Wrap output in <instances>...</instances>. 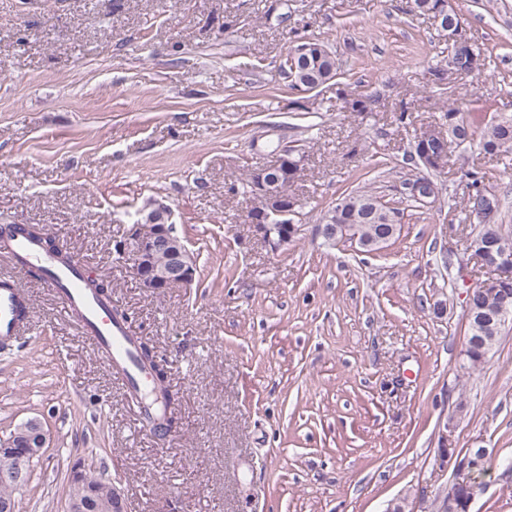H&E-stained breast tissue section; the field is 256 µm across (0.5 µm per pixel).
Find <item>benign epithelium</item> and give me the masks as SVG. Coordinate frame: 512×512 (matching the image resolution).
Listing matches in <instances>:
<instances>
[{
  "mask_svg": "<svg viewBox=\"0 0 512 512\" xmlns=\"http://www.w3.org/2000/svg\"><path fill=\"white\" fill-rule=\"evenodd\" d=\"M254 191L264 197L269 210L253 219V228L265 240L279 248L290 243L303 231L294 223L295 204L288 200V176H280L274 167L256 172ZM171 209L163 204L141 215L139 231L127 245L132 270L140 285L152 292L189 285L195 274L193 256L182 240L167 230ZM511 272L491 277L484 282L486 303L494 306L499 299L500 283L507 282ZM47 445V433L37 419L17 429L7 440H0V512H17L15 494L27 484L34 460ZM67 512H127L122 497L112 481L99 479L93 483L85 473L75 470L68 485Z\"/></svg>",
  "mask_w": 512,
  "mask_h": 512,
  "instance_id": "obj_1",
  "label": "benign epithelium"
}]
</instances>
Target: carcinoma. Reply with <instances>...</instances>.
Wrapping results in <instances>:
<instances>
[{"instance_id": "obj_1", "label": "carcinoma", "mask_w": 512, "mask_h": 512, "mask_svg": "<svg viewBox=\"0 0 512 512\" xmlns=\"http://www.w3.org/2000/svg\"><path fill=\"white\" fill-rule=\"evenodd\" d=\"M442 0H410V11L424 16H436L435 9ZM440 28L456 32L463 29V20L453 8L441 13ZM302 44L310 46L304 54L288 52L280 64L281 74L295 90L309 92L338 79L342 74V62L324 42L308 39ZM481 57L470 42L451 50L454 68L464 75L469 74L470 61ZM345 108L350 112H369L375 99L371 95H353L339 90ZM448 125L446 135L428 143L424 137L414 142L408 161L416 173L401 180V187L413 185L414 191L405 193V198L416 204L426 205L439 199L446 183L459 174L467 179L468 195L465 205L466 220L473 225L470 235L481 242L491 244L487 261L497 257L493 244L499 240L512 242V231L504 228L502 208L505 196L492 191L484 184L482 171L470 161L467 147L478 142L480 154L490 160L507 163L512 161V116L486 119L482 112H464L453 107L443 114ZM456 155L452 166L443 169L431 157ZM351 224L359 232L357 245L362 252L379 251L389 245L400 234V212L383 197L367 187L346 190L337 199L336 205L327 210L320 223ZM465 356L468 368L475 369L485 362L501 336L492 318L479 320L467 318ZM471 493L462 488H451L448 492L444 512H468Z\"/></svg>"}]
</instances>
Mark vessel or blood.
Wrapping results in <instances>:
<instances>
[{
	"mask_svg": "<svg viewBox=\"0 0 512 512\" xmlns=\"http://www.w3.org/2000/svg\"><path fill=\"white\" fill-rule=\"evenodd\" d=\"M5 255L14 266L37 268L45 273L65 313H79L82 332L93 337L98 354L111 371L125 378L129 389L140 390L147 385L148 375L132 358L133 344L124 326L112 321L107 307L88 288L89 277L82 268L60 262L21 235L8 242ZM23 302L24 297L17 290L0 289L1 344L8 345L20 338L25 323L17 310Z\"/></svg>",
	"mask_w": 512,
	"mask_h": 512,
	"instance_id": "vessel-or-blood-1",
	"label": "vessel or blood"
}]
</instances>
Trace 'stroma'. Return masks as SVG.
Returning <instances> with one entry per match:
<instances>
[{
  "label": "stroma",
  "instance_id": "obj_1",
  "mask_svg": "<svg viewBox=\"0 0 512 512\" xmlns=\"http://www.w3.org/2000/svg\"><path fill=\"white\" fill-rule=\"evenodd\" d=\"M487 56L450 90L451 45L407 0H0V224H34L110 281L112 304L167 362L175 424L138 428L127 384L46 280L0 263L30 298L0 350V438L38 419L48 444L18 512H66L73 470L112 480L128 512H441L459 464L487 452L471 512H512V326L465 367L466 182L400 199L395 170L447 98L512 115V0H453ZM323 40L350 91L290 90V41ZM301 149L289 188L304 234L272 248L242 184ZM369 183L401 210L374 254L324 244L322 214ZM161 201L196 259L193 282L140 285L118 245ZM454 250L451 276L441 273Z\"/></svg>",
  "mask_w": 512,
  "mask_h": 512
}]
</instances>
